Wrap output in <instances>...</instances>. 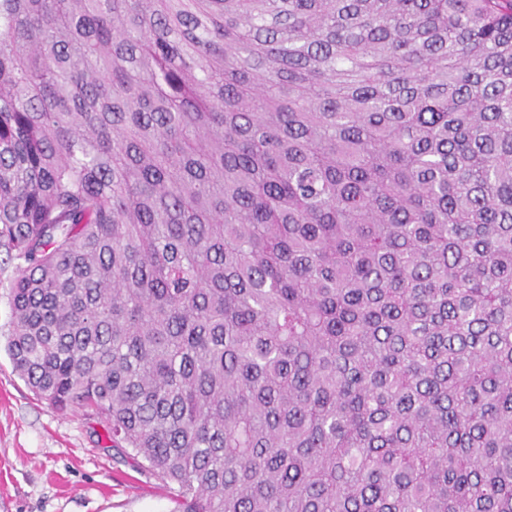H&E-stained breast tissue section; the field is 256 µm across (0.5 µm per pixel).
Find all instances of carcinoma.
Segmentation results:
<instances>
[{
    "mask_svg": "<svg viewBox=\"0 0 512 512\" xmlns=\"http://www.w3.org/2000/svg\"><path fill=\"white\" fill-rule=\"evenodd\" d=\"M0 254L177 512H512V0H0Z\"/></svg>",
    "mask_w": 512,
    "mask_h": 512,
    "instance_id": "1",
    "label": "carcinoma"
}]
</instances>
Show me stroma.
I'll return each instance as SVG.
<instances>
[{"mask_svg":"<svg viewBox=\"0 0 512 512\" xmlns=\"http://www.w3.org/2000/svg\"><path fill=\"white\" fill-rule=\"evenodd\" d=\"M11 265L0 267V512H175L172 490L112 448L91 411L57 410L14 371Z\"/></svg>","mask_w":512,"mask_h":512,"instance_id":"stroma-1","label":"stroma"}]
</instances>
